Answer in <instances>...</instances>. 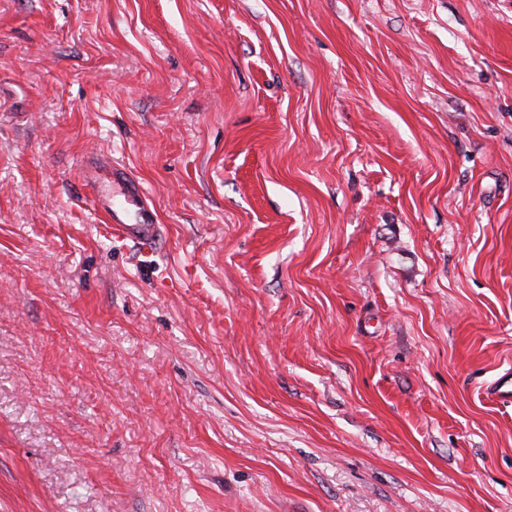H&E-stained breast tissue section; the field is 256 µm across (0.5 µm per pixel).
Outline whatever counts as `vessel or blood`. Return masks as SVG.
Here are the masks:
<instances>
[{"mask_svg": "<svg viewBox=\"0 0 512 512\" xmlns=\"http://www.w3.org/2000/svg\"><path fill=\"white\" fill-rule=\"evenodd\" d=\"M95 164L108 169L112 175L111 183L98 186L96 201L99 211L111 224L113 233L122 240L144 248L153 246L160 235L161 226L154 208L146 201L140 183L111 158L96 159ZM486 391L500 402L511 403L512 371L499 374Z\"/></svg>", "mask_w": 512, "mask_h": 512, "instance_id": "vessel-or-blood-1", "label": "vessel or blood"}]
</instances>
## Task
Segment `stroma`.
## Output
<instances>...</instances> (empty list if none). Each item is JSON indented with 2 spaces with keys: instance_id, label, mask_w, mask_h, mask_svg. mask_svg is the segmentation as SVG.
<instances>
[{
  "instance_id": "1",
  "label": "stroma",
  "mask_w": 512,
  "mask_h": 512,
  "mask_svg": "<svg viewBox=\"0 0 512 512\" xmlns=\"http://www.w3.org/2000/svg\"><path fill=\"white\" fill-rule=\"evenodd\" d=\"M508 369L512 0H0V512H512ZM109 169L112 175V184L117 183L120 194L112 192L111 184H101L97 188V205L109 224L113 233L124 241L151 248L160 236L161 225L157 222L155 209L146 202V195L141 184L127 171V169L112 161V158H97L85 165V176L92 179L93 168ZM122 196L119 203L117 197ZM129 205L136 207L134 222L128 221ZM487 393L502 403L512 402V371L499 374L486 388Z\"/></svg>"
}]
</instances>
